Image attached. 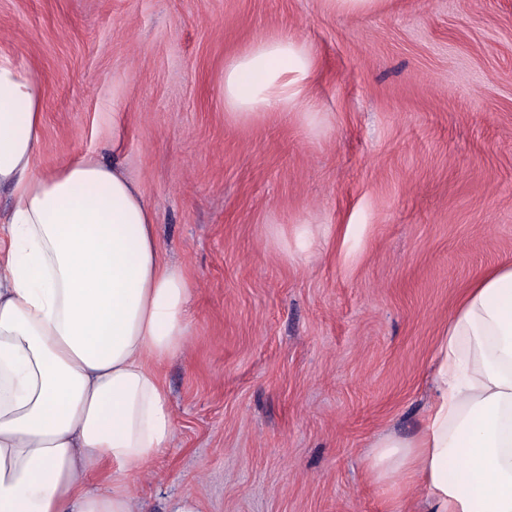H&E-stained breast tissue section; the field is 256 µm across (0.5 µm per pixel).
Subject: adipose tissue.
<instances>
[{"instance_id": "1", "label": "adipose tissue", "mask_w": 512, "mask_h": 512, "mask_svg": "<svg viewBox=\"0 0 512 512\" xmlns=\"http://www.w3.org/2000/svg\"><path fill=\"white\" fill-rule=\"evenodd\" d=\"M310 49L274 35L224 66L239 120L313 122ZM44 91L0 56V512H139L131 481L168 448L158 369L190 336L195 285L163 261L156 216L116 165L77 156L37 170ZM417 433L380 436L376 485L403 512H512V264L465 290L438 340ZM103 473L105 489L88 485Z\"/></svg>"}]
</instances>
